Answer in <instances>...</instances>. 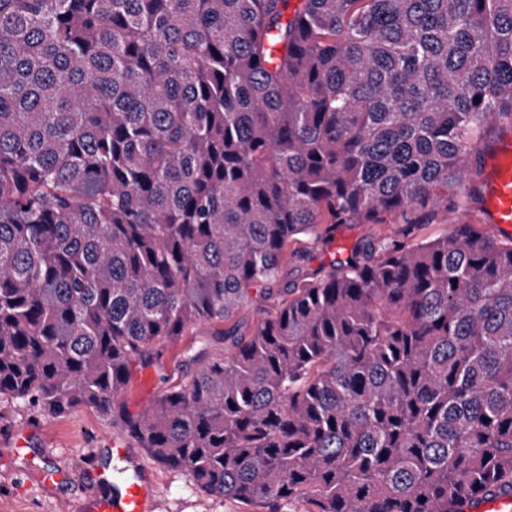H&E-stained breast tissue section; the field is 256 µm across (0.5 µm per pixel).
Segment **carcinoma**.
<instances>
[{"mask_svg":"<svg viewBox=\"0 0 512 512\" xmlns=\"http://www.w3.org/2000/svg\"><path fill=\"white\" fill-rule=\"evenodd\" d=\"M504 123L512 0H0V400L268 512L512 481V237L417 236ZM390 220L283 282L290 243ZM247 304L129 409L157 342Z\"/></svg>","mask_w":512,"mask_h":512,"instance_id":"1","label":"carcinoma"}]
</instances>
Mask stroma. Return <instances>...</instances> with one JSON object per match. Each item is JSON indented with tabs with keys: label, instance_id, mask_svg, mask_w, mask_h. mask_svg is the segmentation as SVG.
Here are the masks:
<instances>
[{
	"label": "stroma",
	"instance_id": "obj_1",
	"mask_svg": "<svg viewBox=\"0 0 512 512\" xmlns=\"http://www.w3.org/2000/svg\"><path fill=\"white\" fill-rule=\"evenodd\" d=\"M473 175H466L454 188L456 208L446 222L424 226V236L436 238L449 235L455 224L480 221L481 203L471 195ZM395 223L346 224L340 227L333 243L314 246L311 240L293 242L291 251L304 254V262L289 261L285 270L289 278L300 276L307 269L329 264L341 250L352 248L362 240H380L395 234ZM212 329L198 325L177 343H158L156 358L148 372L151 384L133 379L124 398L131 410L146 408L163 390L186 381L196 366L190 360L199 349L208 357L223 354L226 345L211 340ZM117 427L95 411L83 408L68 416L52 418L28 407L0 402V512H75L78 501L100 495L95 477L80 471V458L100 461L111 468L110 458L101 454L109 447ZM27 436L23 448H16L20 436ZM137 456L157 482L166 512H265L264 508L245 505L232 499L201 493L185 472L162 467L145 450ZM52 470L63 473L64 479L54 486L42 485L39 474Z\"/></svg>",
	"mask_w": 512,
	"mask_h": 512
}]
</instances>
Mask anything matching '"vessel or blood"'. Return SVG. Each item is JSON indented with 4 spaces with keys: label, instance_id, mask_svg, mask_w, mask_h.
<instances>
[{
    "label": "vessel or blood",
    "instance_id": "vessel-or-blood-1",
    "mask_svg": "<svg viewBox=\"0 0 512 512\" xmlns=\"http://www.w3.org/2000/svg\"><path fill=\"white\" fill-rule=\"evenodd\" d=\"M483 219L512 228V138L501 139L490 160L485 179ZM83 512H163V499L155 484L140 470L123 479L118 491L84 506ZM448 512H512V494L492 491L479 499L452 500Z\"/></svg>",
    "mask_w": 512,
    "mask_h": 512
}]
</instances>
